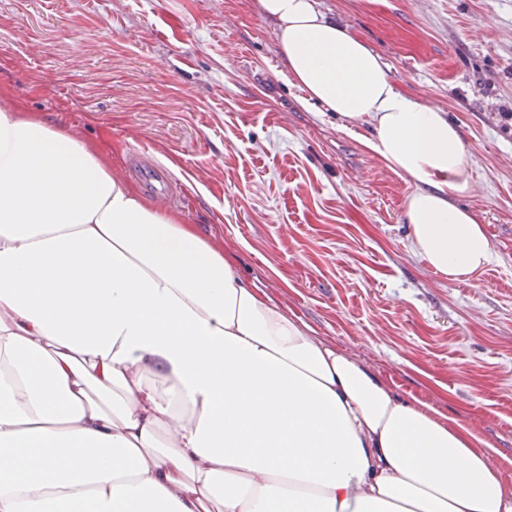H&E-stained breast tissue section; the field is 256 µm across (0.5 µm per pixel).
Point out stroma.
<instances>
[{"mask_svg": "<svg viewBox=\"0 0 512 512\" xmlns=\"http://www.w3.org/2000/svg\"><path fill=\"white\" fill-rule=\"evenodd\" d=\"M446 112L469 154L462 198L496 260L466 282L411 248L410 184L365 130L302 106L257 0H0V87L96 142L179 169L167 209L313 334L401 399L497 448L512 477V0H322Z\"/></svg>", "mask_w": 512, "mask_h": 512, "instance_id": "1", "label": "stroma"}]
</instances>
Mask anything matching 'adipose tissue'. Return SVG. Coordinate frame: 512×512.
I'll return each mask as SVG.
<instances>
[{"label":"adipose tissue","instance_id":"ef3b65f1","mask_svg":"<svg viewBox=\"0 0 512 512\" xmlns=\"http://www.w3.org/2000/svg\"><path fill=\"white\" fill-rule=\"evenodd\" d=\"M257 7L289 82L412 185L414 253L452 281L491 264L447 113L320 0ZM495 454L0 91V512H512Z\"/></svg>","mask_w":512,"mask_h":512}]
</instances>
